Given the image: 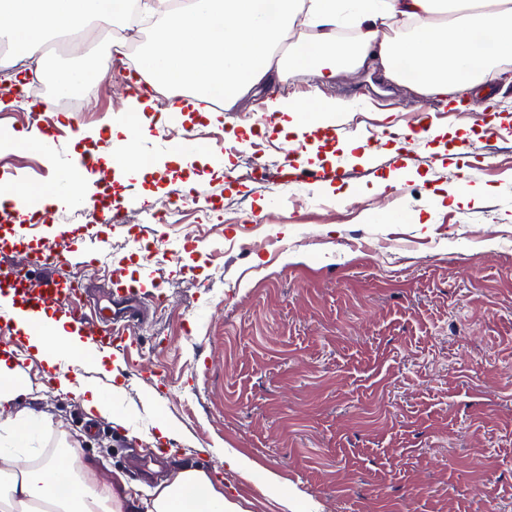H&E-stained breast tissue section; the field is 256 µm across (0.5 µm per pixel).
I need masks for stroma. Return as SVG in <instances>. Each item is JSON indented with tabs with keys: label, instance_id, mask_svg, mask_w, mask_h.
I'll use <instances>...</instances> for the list:
<instances>
[{
	"label": "stroma",
	"instance_id": "obj_1",
	"mask_svg": "<svg viewBox=\"0 0 512 512\" xmlns=\"http://www.w3.org/2000/svg\"><path fill=\"white\" fill-rule=\"evenodd\" d=\"M128 82L117 71L98 83L90 112L40 107L49 84L0 99L1 131H54L49 152L0 150V183L53 187L47 156L70 155L77 126L101 132L86 147L109 150L105 123ZM322 92L361 108L298 133L253 123L262 92L233 114L174 116L156 100L162 167L119 181L105 168L98 182L123 224L95 223L85 193L37 217L48 249L68 247L62 230L76 226L73 277L104 301L122 270L146 315L133 346L99 366L49 368L24 335L0 330L26 382L15 410L48 418L32 464L76 444L96 477L120 472L142 498L179 466L216 468L241 512H481L488 498L512 512V60L455 112L456 92L430 99L377 70ZM411 117L437 136L407 139ZM368 124L376 137L357 140ZM301 139L309 155L289 154ZM188 140L233 150L173 154ZM255 162L264 180L242 178ZM290 165L324 175L328 190L296 185V203L280 206ZM389 176L385 194H346ZM460 182L475 189L467 204L441 199ZM398 210L405 221L391 222ZM63 378L102 391L111 418L87 413ZM162 423L173 437L159 456ZM234 453L254 470L224 468ZM268 471L295 510L268 492Z\"/></svg>",
	"mask_w": 512,
	"mask_h": 512
}]
</instances>
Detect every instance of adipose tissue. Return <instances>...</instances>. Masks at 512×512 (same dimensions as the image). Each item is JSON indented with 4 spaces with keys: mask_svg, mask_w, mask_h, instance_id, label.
I'll list each match as a JSON object with an SVG mask.
<instances>
[{
    "mask_svg": "<svg viewBox=\"0 0 512 512\" xmlns=\"http://www.w3.org/2000/svg\"><path fill=\"white\" fill-rule=\"evenodd\" d=\"M122 17L152 21L157 36L138 72L154 89L188 90L225 112L257 89L269 90L267 115L300 120L303 105L279 95L289 77L328 85L370 65L434 99L466 91L512 56V0H0V38L44 63L47 42L82 35ZM304 32L292 59L275 45L295 27ZM16 329L54 362L60 348L81 351L78 331L43 315L19 312ZM19 372L0 358V512H240L219 478L183 465L158 483L150 503H137L121 474L89 483L79 448L39 466H24L37 418L9 411L21 394Z\"/></svg>",
    "mask_w": 512,
    "mask_h": 512,
    "instance_id": "ef3b65f1",
    "label": "adipose tissue"
}]
</instances>
